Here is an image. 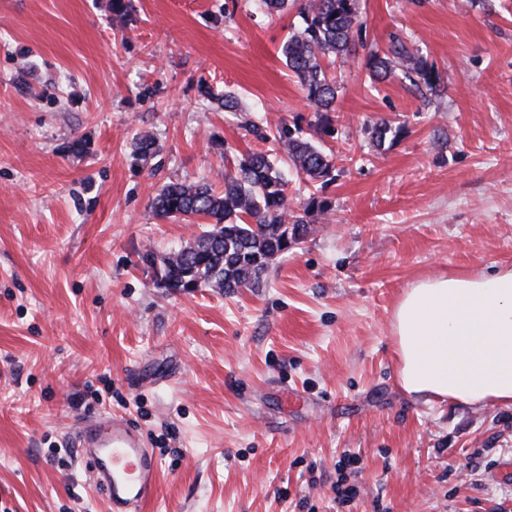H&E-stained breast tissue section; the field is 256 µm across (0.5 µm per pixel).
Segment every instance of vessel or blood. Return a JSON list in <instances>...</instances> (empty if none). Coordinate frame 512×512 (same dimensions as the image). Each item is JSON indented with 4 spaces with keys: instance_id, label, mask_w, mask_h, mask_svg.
Returning a JSON list of instances; mask_svg holds the SVG:
<instances>
[{
    "instance_id": "1",
    "label": "vessel or blood",
    "mask_w": 512,
    "mask_h": 512,
    "mask_svg": "<svg viewBox=\"0 0 512 512\" xmlns=\"http://www.w3.org/2000/svg\"><path fill=\"white\" fill-rule=\"evenodd\" d=\"M76 434L83 452L97 464L96 487L110 512H142L156 489L158 461L129 422L112 417L82 418Z\"/></svg>"
}]
</instances>
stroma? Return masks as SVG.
Instances as JSON below:
<instances>
[{
    "instance_id": "35a3bbf8",
    "label": "stroma",
    "mask_w": 512,
    "mask_h": 512,
    "mask_svg": "<svg viewBox=\"0 0 512 512\" xmlns=\"http://www.w3.org/2000/svg\"><path fill=\"white\" fill-rule=\"evenodd\" d=\"M125 2L0 0V512H108L72 435L96 415L154 448L147 512H512V406L415 400L390 331L416 280L512 263V0H361L441 86L357 50L327 134L280 51L296 12ZM254 124L333 153L329 209L252 287H160L141 255L206 228L154 217L163 185L222 190L253 150L313 192ZM365 67L370 79L375 82L399 72L419 91L422 86L435 90L441 83L439 73L432 66H428L404 39L396 36L390 39L386 49L371 43L368 46Z\"/></svg>"
}]
</instances>
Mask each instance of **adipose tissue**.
Listing matches in <instances>:
<instances>
[{"instance_id": "ef3b65f1", "label": "adipose tissue", "mask_w": 512, "mask_h": 512, "mask_svg": "<svg viewBox=\"0 0 512 512\" xmlns=\"http://www.w3.org/2000/svg\"><path fill=\"white\" fill-rule=\"evenodd\" d=\"M399 380L410 396L512 404V264L440 272L401 295L392 317Z\"/></svg>"}]
</instances>
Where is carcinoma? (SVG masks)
Listing matches in <instances>:
<instances>
[{
  "instance_id": "cac0c4a2",
  "label": "carcinoma",
  "mask_w": 512,
  "mask_h": 512,
  "mask_svg": "<svg viewBox=\"0 0 512 512\" xmlns=\"http://www.w3.org/2000/svg\"><path fill=\"white\" fill-rule=\"evenodd\" d=\"M360 0H302L300 23L281 45L289 69L298 78L306 99L326 132L328 113L334 111L336 83L327 77L323 60L333 56L342 61L352 55L356 43L368 48L365 67L370 79L379 82L401 73L416 89L434 90L439 73L400 37H392L386 48L363 40L359 19ZM370 139L382 146L395 139L399 130L382 121L368 128ZM278 139L295 168L307 178L326 185L334 180L333 159L309 141L285 127ZM155 152L148 133L137 138L134 158L145 160ZM288 182L268 155L252 152L242 157L235 172L224 173V191L216 193L205 184L170 183L153 200L160 218L210 221V229L195 240L161 259L148 251L139 259L156 268V283L173 290L218 288L226 294L254 284L283 253L304 241L314 216L325 212L329 202L312 195L302 211L292 206Z\"/></svg>"
}]
</instances>
